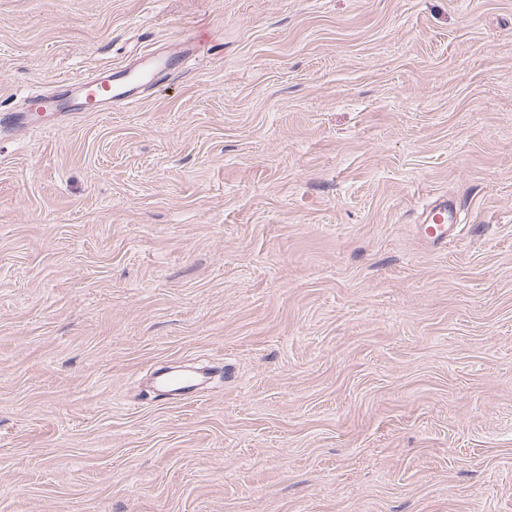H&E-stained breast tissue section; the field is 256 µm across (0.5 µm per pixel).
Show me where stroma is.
I'll use <instances>...</instances> for the list:
<instances>
[{
	"mask_svg": "<svg viewBox=\"0 0 512 512\" xmlns=\"http://www.w3.org/2000/svg\"><path fill=\"white\" fill-rule=\"evenodd\" d=\"M0 512H512V0H0ZM207 43L208 38L198 35L189 42L180 43L182 48L174 55L160 57L153 52L139 57L140 61L148 64L138 70L128 64L116 70H102L91 78L61 79L58 84L66 88L64 92L54 88L26 98V107L19 114H14V120L22 126L38 123L43 115L66 109L71 98L82 101L79 112H108L115 103L134 102L138 99L135 90L139 86L150 83L159 74L179 72L184 61L201 55ZM424 232L432 245L445 247L455 235L457 207L446 196L435 198L424 210Z\"/></svg>",
	"mask_w": 512,
	"mask_h": 512,
	"instance_id": "stroma-1",
	"label": "stroma"
}]
</instances>
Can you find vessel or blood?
<instances>
[{"instance_id":"vessel-or-blood-1","label":"vessel or blood","mask_w":512,"mask_h":512,"mask_svg":"<svg viewBox=\"0 0 512 512\" xmlns=\"http://www.w3.org/2000/svg\"><path fill=\"white\" fill-rule=\"evenodd\" d=\"M207 43V38L198 35L183 43L174 55H145V65L138 70L126 66L102 70L91 78L61 79L60 89L28 97L26 107L15 119L24 126L37 123L43 115L66 109L73 98L80 100L84 112H107L113 105L133 102L139 86L150 83L157 75L179 72L184 61L201 55ZM456 223L457 207L448 197L435 198L424 211V232L432 245L447 246L455 234Z\"/></svg>"}]
</instances>
